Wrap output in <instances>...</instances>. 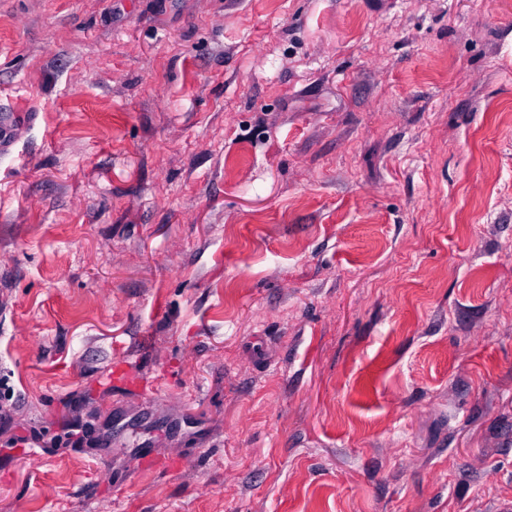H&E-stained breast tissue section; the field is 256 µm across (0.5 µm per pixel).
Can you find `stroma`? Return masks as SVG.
Listing matches in <instances>:
<instances>
[{"label": "stroma", "mask_w": 512, "mask_h": 512, "mask_svg": "<svg viewBox=\"0 0 512 512\" xmlns=\"http://www.w3.org/2000/svg\"><path fill=\"white\" fill-rule=\"evenodd\" d=\"M4 114L0 512L512 502V0H0Z\"/></svg>", "instance_id": "35a3bbf8"}]
</instances>
